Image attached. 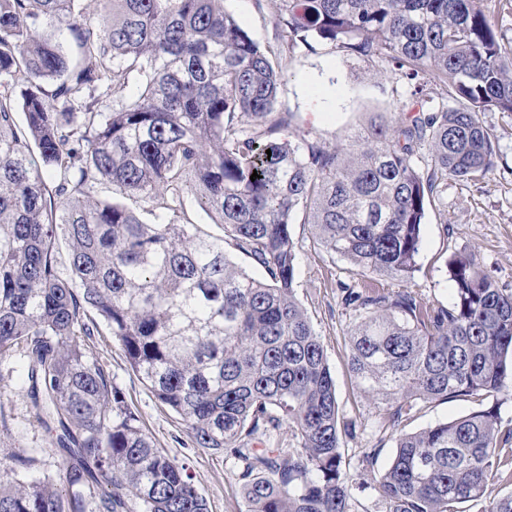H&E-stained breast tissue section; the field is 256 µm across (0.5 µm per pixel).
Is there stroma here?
<instances>
[{"label":"stroma","instance_id":"1","mask_svg":"<svg viewBox=\"0 0 512 512\" xmlns=\"http://www.w3.org/2000/svg\"><path fill=\"white\" fill-rule=\"evenodd\" d=\"M224 6L255 41L278 47L272 0L261 8L254 0H224ZM281 62L289 79L280 89L278 111L289 115L292 129L310 132L330 144L360 129L370 114L393 111L412 97V84L398 74L376 71L327 45L314 53L282 57ZM482 120L499 135L494 170L477 184L449 179L443 201L428 210L422 228L412 286L438 306L453 301L446 261L459 252L477 253L499 288L512 292V115L486 112ZM292 232L299 251L295 293L324 342L340 415L356 424L354 433L341 439L356 508L383 512L371 477L391 459L394 442L389 432L378 428L374 406L352 387L346 336L354 317L342 306L338 288L342 282L358 288L362 280L350 272L343 258L313 240L309 225L293 224ZM92 328L91 356L106 368L126 404L139 415L145 433L171 459L186 466L209 512H240V485L230 461L224 454L195 447L181 417L160 405L130 368L106 323L95 320ZM26 388L23 365L0 366V448L35 449L36 461L26 470V479L58 475L62 461L46 446L49 432L36 420ZM369 452L374 459L368 464L363 457Z\"/></svg>","mask_w":512,"mask_h":512}]
</instances>
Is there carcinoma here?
<instances>
[{
  "mask_svg": "<svg viewBox=\"0 0 512 512\" xmlns=\"http://www.w3.org/2000/svg\"><path fill=\"white\" fill-rule=\"evenodd\" d=\"M76 2L0 0V365L27 367L63 461L62 476L26 482L35 458L3 449L0 512H208L88 354L90 311L196 447L233 460L241 512H356L340 443L355 423L294 292L298 213L353 274L399 283L339 284L354 386L394 435L373 479L384 512H512V494L486 496L512 479L497 406L402 431L428 404L512 389V293L475 253L449 261L450 306L408 287L448 177L493 171L481 114H512V42L489 0H275L288 53L331 44L414 85L389 123L340 146L291 138L278 56L224 0H98L96 19ZM48 23L77 54L40 33ZM135 74L138 96L99 111L98 91L120 99ZM104 182L122 200L87 194ZM187 196L223 234L168 220Z\"/></svg>",
  "mask_w": 512,
  "mask_h": 512,
  "instance_id": "carcinoma-1",
  "label": "carcinoma"
}]
</instances>
